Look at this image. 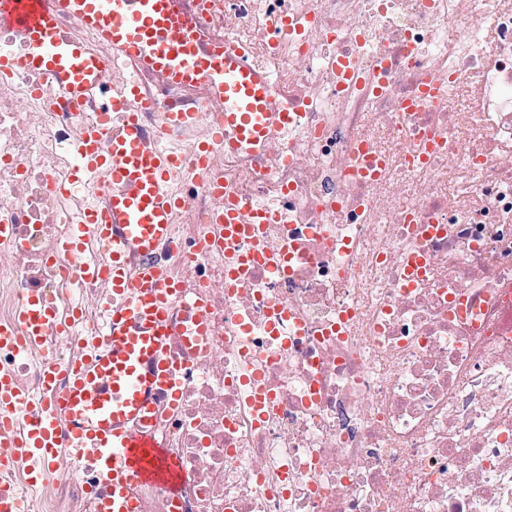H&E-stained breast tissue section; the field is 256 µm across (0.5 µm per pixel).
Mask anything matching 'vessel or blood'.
I'll return each mask as SVG.
<instances>
[{"mask_svg":"<svg viewBox=\"0 0 512 512\" xmlns=\"http://www.w3.org/2000/svg\"><path fill=\"white\" fill-rule=\"evenodd\" d=\"M77 18L114 53L142 60L149 71L181 87L205 86L224 103L226 150L260 154L273 120V84L252 66L244 50L203 43L199 28L179 10L178 0H0V30L19 32L23 51L0 56V78L19 69L55 76L74 107L101 87L103 61L84 41L62 33L59 15ZM77 179L104 174L112 187L105 208L82 215L59 248H78L86 225L107 252L101 267H85L86 280L107 277L112 303L89 356L75 363L48 357L43 389L35 394L0 370V431L16 429L9 453L0 454V472L38 459L53 462L60 448L90 460L104 486L98 512H140L132 489L159 483L178 495L186 478L183 465L152 439V397H177L178 372L169 357L168 313L177 292L161 269H131L130 252L149 255L170 236V214L179 197L170 181L178 156L149 146L135 115L111 133L106 122L84 127L77 146ZM263 213L245 215L227 201L216 222L222 231L216 250H228L240 264L259 260L240 254L233 243L264 223ZM52 298L25 297L14 319L0 325V349L16 356L43 346L49 331L71 332Z\"/></svg>","mask_w":512,"mask_h":512,"instance_id":"1","label":"vessel or blood"}]
</instances>
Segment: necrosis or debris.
Listing matches in <instances>:
<instances>
[{"instance_id": "obj_1", "label": "necrosis or debris", "mask_w": 512, "mask_h": 512, "mask_svg": "<svg viewBox=\"0 0 512 512\" xmlns=\"http://www.w3.org/2000/svg\"><path fill=\"white\" fill-rule=\"evenodd\" d=\"M208 2L182 7L271 72L291 117L261 155L224 150V106L203 88L168 89L91 42L104 90L135 86L127 110L185 162L153 261L206 306L204 350L173 338L177 407L152 431L187 478L176 500L136 486L141 512H512V0ZM428 76L442 102L422 99ZM186 105L196 125L167 129ZM101 117L49 74L0 79V224L17 230L0 248V324L34 292L79 307L47 340L66 362L109 299L105 279H77L100 247L56 250L111 190L75 181ZM229 196L268 215L236 248L259 240L271 261L235 282L208 243ZM32 467L12 476L26 512H96L67 451L34 486Z\"/></svg>"}]
</instances>
